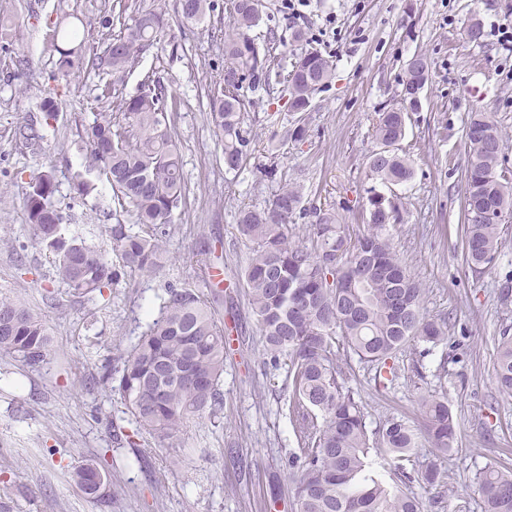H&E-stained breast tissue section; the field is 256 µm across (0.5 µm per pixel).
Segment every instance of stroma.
I'll use <instances>...</instances> for the list:
<instances>
[{
  "label": "stroma",
  "mask_w": 512,
  "mask_h": 512,
  "mask_svg": "<svg viewBox=\"0 0 512 512\" xmlns=\"http://www.w3.org/2000/svg\"><path fill=\"white\" fill-rule=\"evenodd\" d=\"M224 2L211 0L205 19L191 24L182 22L179 0H0V228L8 230L0 241V296L23 297L51 334L38 367L0 352V501L13 512H293L288 368L262 363V336L238 279L252 248L237 230L238 213L264 207L290 184L302 196L296 236H305L319 209L335 210L351 233L362 231L375 185L367 162L377 113L397 102L404 65L421 54L431 79L399 146L413 176L394 189L403 202L401 221L386 233L424 290L425 316L447 318L448 339L426 354L407 347L388 387L376 385L373 370L360 364L349 385L371 430L392 416L419 430L421 398L446 396L456 426L453 451L436 457L420 436L415 457L437 463L447 490L439 497L417 484L412 490L424 512H483L476 473L490 463H512V397L494 381L498 340L512 331V222L500 226L496 260L482 270L469 267L461 230L464 128L471 112H492L512 169V46L494 34L497 24L512 21V0H307L295 11L288 0H266L269 19L250 33L258 49L275 46L286 65L302 47L316 48L333 61L335 77L301 114L290 110L278 81L247 93L252 151L230 173L207 97L224 73V36L232 31ZM139 4L161 7L168 27L160 47L127 69L119 91L133 96L154 74L177 99L173 132L187 203L174 215L163 272L133 275L93 302L72 299L59 307L46 298L51 259L27 221L28 183L42 167H53L56 200L69 209L72 231L110 247V184L94 179L80 200L71 175L85 163L79 130L95 113L117 110L115 98L102 94L110 77L94 64L106 46L96 20ZM475 21L484 30L479 44L465 38ZM59 23L78 30L74 45L83 66L60 84L58 118L46 126L41 106L59 58L50 34ZM299 29L306 33L302 44L294 40ZM21 61L28 70L19 82L11 73ZM25 120L39 122V148L16 140ZM299 124L302 139L291 138ZM218 269L225 296L234 300L220 314L230 338L223 407L191 420L173 439L146 435L129 447L133 426L124 401L98 380L158 317L167 284H208ZM95 458L112 484L111 497L99 501L70 479L74 467Z\"/></svg>",
  "instance_id": "1"
}]
</instances>
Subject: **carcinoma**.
Instances as JSON below:
<instances>
[{"label":"carcinoma","mask_w":512,"mask_h":512,"mask_svg":"<svg viewBox=\"0 0 512 512\" xmlns=\"http://www.w3.org/2000/svg\"><path fill=\"white\" fill-rule=\"evenodd\" d=\"M188 22L202 21L208 0H180ZM234 34L224 37V75L210 90L212 124L223 141L224 167L240 169L250 153L245 129L244 88L266 89L262 78L270 60L259 53L248 32L265 15L264 0H230ZM162 11L136 10L131 24L112 35L100 65L118 86L135 58L158 45L163 32ZM54 79H67L79 67L71 48L59 49ZM290 95L294 112H305L313 95L331 82L332 62L311 48L294 57L291 67L277 73ZM430 80L423 55L405 65L399 105L379 113L374 129L379 149L368 161L371 179L400 185L413 174L408 159L395 152L405 136L408 109L415 108L420 90ZM178 102L168 97L159 77H149L138 92L120 100V111L100 113L83 128L87 142L86 170H98L112 184L111 250L88 243L69 232L67 218L55 200L53 170L32 178L26 208L35 241L49 253L52 280L72 295L92 296L116 287L127 273L148 276L167 263L164 244L170 237L174 213L186 201L182 166L168 111ZM55 90L42 103L46 124L57 120ZM465 139L469 160L465 178L464 250L474 268L494 262L501 247L499 227L512 215V170L503 164V138L490 112H474ZM77 197L93 190L81 171L73 173ZM301 203L300 191L279 189L261 209L240 210L237 228L253 243L241 275L248 304L261 331L267 363L288 362L291 383L288 416L298 445L292 462L300 463L295 512H423L410 491L414 481L438 490L444 487L437 465L409 468L416 435L402 418L391 417L368 434L364 412L355 392L346 386L340 355L355 356L375 370L385 384L396 377L395 359L408 344L436 346L447 340V320L422 313L423 288L409 275L384 235L396 223L399 207L370 190L363 233L351 238L336 213L323 212L302 240L293 239ZM135 219L123 223V216ZM219 291L211 294L185 284L168 286L160 316L121 358L107 366L102 383L118 381L127 412L136 429L164 440L191 420L213 415L223 405L226 338L215 316ZM49 347L46 322L18 297H0V351L13 354L30 368L43 363ZM495 381L500 392L512 395V336L503 333L498 344ZM425 429L434 451L453 450L455 422L444 396L428 395L420 403ZM393 474L387 482L377 464ZM71 480L86 495L110 494L107 475L93 461L75 467ZM477 492L484 512H512V467L489 466L479 472Z\"/></svg>","instance_id":"obj_1"}]
</instances>
